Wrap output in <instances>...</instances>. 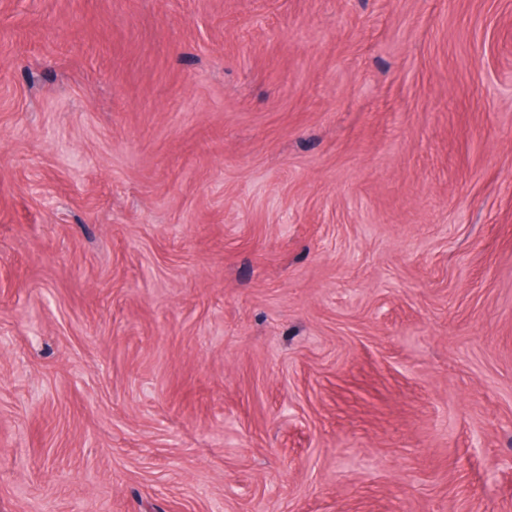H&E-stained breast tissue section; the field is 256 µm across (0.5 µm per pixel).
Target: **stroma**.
I'll use <instances>...</instances> for the list:
<instances>
[{"mask_svg":"<svg viewBox=\"0 0 512 512\" xmlns=\"http://www.w3.org/2000/svg\"><path fill=\"white\" fill-rule=\"evenodd\" d=\"M0 512H512V0H0Z\"/></svg>","mask_w":512,"mask_h":512,"instance_id":"1","label":"stroma"}]
</instances>
